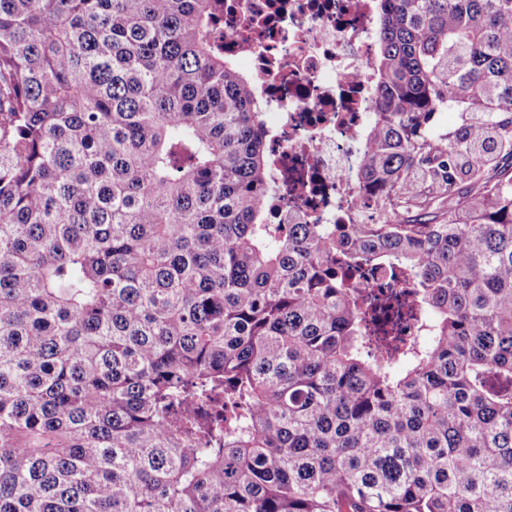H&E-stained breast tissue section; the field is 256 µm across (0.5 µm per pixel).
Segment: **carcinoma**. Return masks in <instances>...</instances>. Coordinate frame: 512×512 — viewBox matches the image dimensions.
Listing matches in <instances>:
<instances>
[{"label": "carcinoma", "instance_id": "cac0c4a2", "mask_svg": "<svg viewBox=\"0 0 512 512\" xmlns=\"http://www.w3.org/2000/svg\"><path fill=\"white\" fill-rule=\"evenodd\" d=\"M377 11L381 218L272 224L224 0H0V512H512V0ZM407 277L399 268L373 270L362 281L368 282L373 288V296L386 297L394 286L400 285Z\"/></svg>", "mask_w": 512, "mask_h": 512}]
</instances>
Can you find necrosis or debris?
Returning <instances> with one entry per match:
<instances>
[{"instance_id":"1","label":"necrosis or debris","mask_w":512,"mask_h":512,"mask_svg":"<svg viewBox=\"0 0 512 512\" xmlns=\"http://www.w3.org/2000/svg\"><path fill=\"white\" fill-rule=\"evenodd\" d=\"M374 0H232L224 47L248 57L271 128L279 224H367L351 148L374 98Z\"/></svg>"}]
</instances>
